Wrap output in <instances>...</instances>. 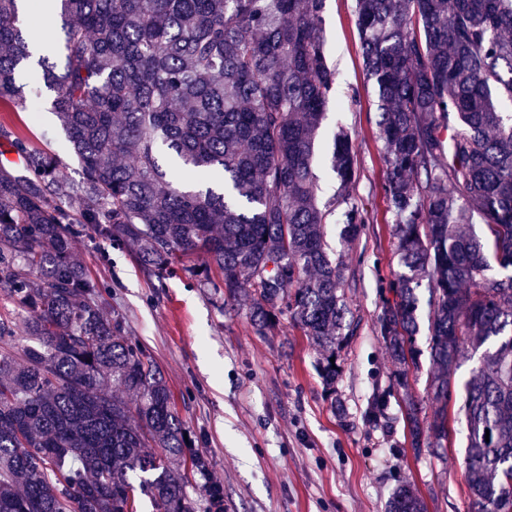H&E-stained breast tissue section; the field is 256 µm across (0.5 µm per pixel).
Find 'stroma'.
Returning <instances> with one entry per match:
<instances>
[{
	"instance_id": "obj_1",
	"label": "stroma",
	"mask_w": 512,
	"mask_h": 512,
	"mask_svg": "<svg viewBox=\"0 0 512 512\" xmlns=\"http://www.w3.org/2000/svg\"><path fill=\"white\" fill-rule=\"evenodd\" d=\"M355 0H327L326 50L336 67L312 172L320 201L341 188L326 158L338 129L350 132L360 177L350 190L367 211L363 234L342 244L340 213L329 215L325 238L347 266L345 301L358 323L342 353L335 395L317 372L318 352L283 321L258 334L245 313L225 306L181 269L157 278L131 247L85 232L73 248L92 276L110 287V310L124 318L130 336L154 355L175 407L207 454L211 474L224 487L225 512H387L393 492L408 484L428 512H468L464 483L467 440L461 392L448 408L455 435L444 456L413 453L404 429L406 395L426 398L428 356L408 375L407 388L392 378L393 364L377 332L380 281L399 272L389 203L381 185L386 166L377 139L376 94L368 83L356 28ZM0 152L8 136L36 149L71 156L49 94L24 106L0 100ZM68 178H77L70 163ZM385 394L382 415L369 419L375 394Z\"/></svg>"
}]
</instances>
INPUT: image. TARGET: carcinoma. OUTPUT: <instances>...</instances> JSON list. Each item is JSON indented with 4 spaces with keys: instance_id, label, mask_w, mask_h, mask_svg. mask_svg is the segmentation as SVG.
Wrapping results in <instances>:
<instances>
[{
    "instance_id": "1",
    "label": "carcinoma",
    "mask_w": 512,
    "mask_h": 512,
    "mask_svg": "<svg viewBox=\"0 0 512 512\" xmlns=\"http://www.w3.org/2000/svg\"><path fill=\"white\" fill-rule=\"evenodd\" d=\"M0 0V97L25 104L22 75L52 93L79 179L67 162L10 138L0 165V512H195L189 479L211 462L194 448L154 357L104 312L110 291L73 250L87 230L136 248L159 278L182 270L263 332L286 316L330 358L355 335L322 224L343 207L342 239L367 223L350 195L321 207L312 161L336 68L326 0H51L61 39L41 53ZM363 64L378 96L383 191L401 271L377 324L403 384L419 364L417 289L434 296L427 384L432 417L407 398L414 452L448 447V399L463 361L469 512H512V0H355ZM343 188L355 148L334 136ZM478 213L488 235L463 229ZM219 274L214 280L212 273ZM18 336L29 344L13 350ZM203 512H224L204 486ZM388 512H427L410 486Z\"/></svg>"
}]
</instances>
